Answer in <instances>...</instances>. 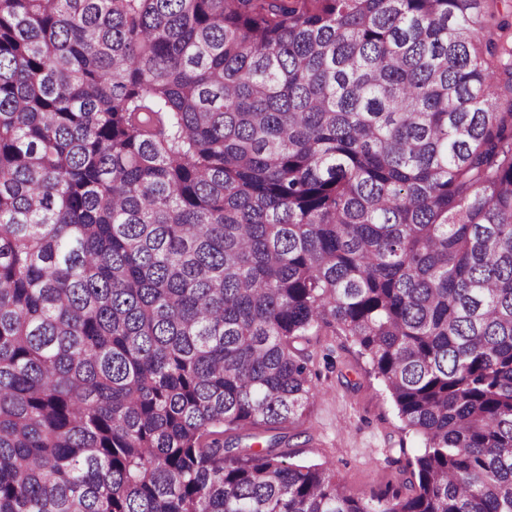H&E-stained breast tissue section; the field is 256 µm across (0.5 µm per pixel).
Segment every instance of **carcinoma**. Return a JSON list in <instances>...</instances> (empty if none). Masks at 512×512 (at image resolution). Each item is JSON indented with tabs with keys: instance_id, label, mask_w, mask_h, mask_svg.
I'll use <instances>...</instances> for the list:
<instances>
[{
	"instance_id": "obj_1",
	"label": "carcinoma",
	"mask_w": 512,
	"mask_h": 512,
	"mask_svg": "<svg viewBox=\"0 0 512 512\" xmlns=\"http://www.w3.org/2000/svg\"><path fill=\"white\" fill-rule=\"evenodd\" d=\"M0 0V512H512V11ZM358 346L424 451L224 446Z\"/></svg>"
}]
</instances>
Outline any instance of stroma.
<instances>
[{
  "mask_svg": "<svg viewBox=\"0 0 512 512\" xmlns=\"http://www.w3.org/2000/svg\"><path fill=\"white\" fill-rule=\"evenodd\" d=\"M312 366L319 374L311 410L292 424L264 432L276 452L298 464L332 461L354 494L371 496L401 479V456L422 450L418 437L402 429L395 405L357 346L327 330L312 337Z\"/></svg>",
  "mask_w": 512,
  "mask_h": 512,
  "instance_id": "obj_1",
  "label": "stroma"
}]
</instances>
